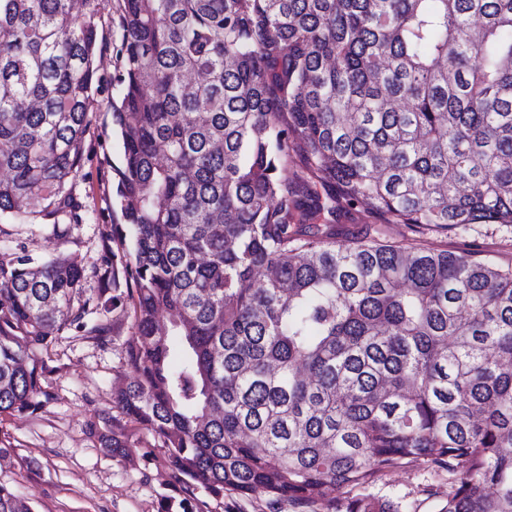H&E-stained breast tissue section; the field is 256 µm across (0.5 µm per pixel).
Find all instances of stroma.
Instances as JSON below:
<instances>
[{"mask_svg": "<svg viewBox=\"0 0 512 512\" xmlns=\"http://www.w3.org/2000/svg\"><path fill=\"white\" fill-rule=\"evenodd\" d=\"M105 21L95 64L104 79L89 112L84 157L73 194L82 216L78 224H27L0 216V240L16 252L44 262L63 255L85 272V298L97 297L113 256L125 253L114 237L123 225L115 197L114 168L121 162L120 139L112 127L113 101L119 92L110 83L119 31L113 26L116 0H101ZM430 248L462 253L478 248L485 261L512 266V225L476 224L471 229L419 238ZM121 304L85 314L84 326L63 331L47 358L49 373L42 405L34 412L0 415V484L29 498L35 512H161L164 501L179 502L182 487L169 470L163 449L139 426L127 425L129 447L122 456L102 448L96 431L112 425V388L133 375L126 363L125 343L132 335L126 288H118ZM109 321L106 337L97 339L88 325ZM369 494L392 500L400 512H438L448 494V474L418 459L382 476Z\"/></svg>", "mask_w": 512, "mask_h": 512, "instance_id": "obj_1", "label": "stroma"}]
</instances>
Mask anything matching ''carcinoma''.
<instances>
[{"label":"carcinoma","mask_w":512,"mask_h":512,"mask_svg":"<svg viewBox=\"0 0 512 512\" xmlns=\"http://www.w3.org/2000/svg\"><path fill=\"white\" fill-rule=\"evenodd\" d=\"M117 3L112 408L191 496L399 512L328 489L423 458L439 512H512V267L332 226L340 203L421 235L512 224V0ZM101 26L100 0H0V215L79 221ZM84 280L0 246V415L40 406ZM0 512L32 508L0 484Z\"/></svg>","instance_id":"cac0c4a2"}]
</instances>
